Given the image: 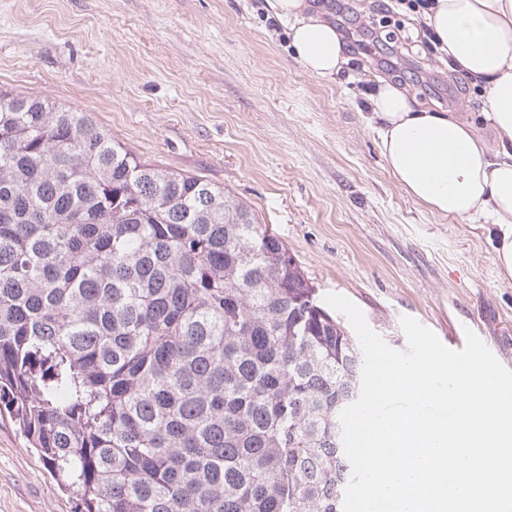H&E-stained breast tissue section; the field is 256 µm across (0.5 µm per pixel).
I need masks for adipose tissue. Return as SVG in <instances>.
I'll return each instance as SVG.
<instances>
[{"mask_svg":"<svg viewBox=\"0 0 512 512\" xmlns=\"http://www.w3.org/2000/svg\"><path fill=\"white\" fill-rule=\"evenodd\" d=\"M304 69L333 78L346 61L335 28L308 15L306 0H268ZM459 74L480 82L499 144L490 151L471 123L426 112L379 82L369 117L380 153L401 188L431 211L494 228L495 261L512 279V0H433L424 13Z\"/></svg>","mask_w":512,"mask_h":512,"instance_id":"adipose-tissue-1","label":"adipose tissue"}]
</instances>
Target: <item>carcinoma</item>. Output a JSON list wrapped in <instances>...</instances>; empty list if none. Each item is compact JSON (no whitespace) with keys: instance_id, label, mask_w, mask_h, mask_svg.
Masks as SVG:
<instances>
[{"instance_id":"cac0c4a2","label":"carcinoma","mask_w":512,"mask_h":512,"mask_svg":"<svg viewBox=\"0 0 512 512\" xmlns=\"http://www.w3.org/2000/svg\"><path fill=\"white\" fill-rule=\"evenodd\" d=\"M0 93V408L76 512H342L362 358L269 226Z\"/></svg>"}]
</instances>
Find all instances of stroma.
Wrapping results in <instances>:
<instances>
[{
    "instance_id": "stroma-1",
    "label": "stroma",
    "mask_w": 512,
    "mask_h": 512,
    "mask_svg": "<svg viewBox=\"0 0 512 512\" xmlns=\"http://www.w3.org/2000/svg\"><path fill=\"white\" fill-rule=\"evenodd\" d=\"M368 40L376 0H309ZM333 79L305 72L267 0H0V90L90 113L139 157L246 202L314 283L348 297L396 349L409 316L451 342L472 329L512 369V279L480 225L433 213L388 171L367 92L396 81L417 106L489 134L481 86L448 72L419 15ZM0 512H74L0 414Z\"/></svg>"
}]
</instances>
